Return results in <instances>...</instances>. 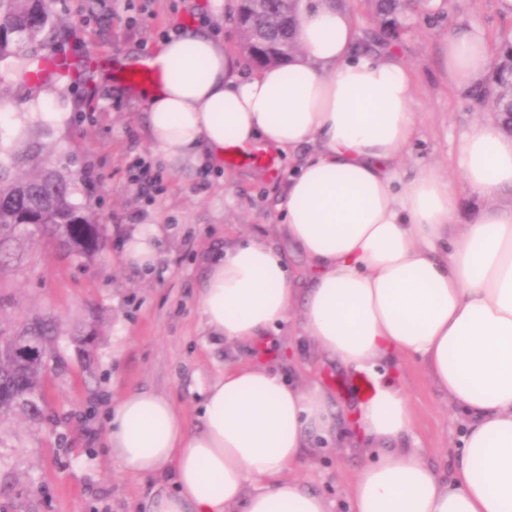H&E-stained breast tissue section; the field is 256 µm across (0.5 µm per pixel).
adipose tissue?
I'll return each instance as SVG.
<instances>
[{
  "mask_svg": "<svg viewBox=\"0 0 512 512\" xmlns=\"http://www.w3.org/2000/svg\"><path fill=\"white\" fill-rule=\"evenodd\" d=\"M299 41L287 63L247 75L210 27L181 25L158 44L160 79L132 89L168 165L218 169L226 148L257 143L305 153L288 179L283 230L312 285L299 288L283 252L250 237L214 254L199 312L232 347L298 315L319 351L372 374L376 393L353 419L376 456L348 483L349 512H512V202L456 224L447 177L425 164L402 179L417 130L414 77L395 53L360 47L349 9L301 0ZM492 56L483 30L456 29L441 42V74L475 95L489 85ZM455 164L471 190L512 188V136L492 121L474 124ZM159 236L157 225H141L122 262L153 269ZM404 357L463 411L450 476L398 445L412 414L389 371ZM337 414L325 388L237 361L206 388L195 426L162 394L123 393L106 446L124 474L172 481L149 512H329L294 472L315 438L335 435Z\"/></svg>",
  "mask_w": 512,
  "mask_h": 512,
  "instance_id": "ef3b65f1",
  "label": "adipose tissue"
}]
</instances>
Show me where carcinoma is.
I'll return each instance as SVG.
<instances>
[{
	"label": "carcinoma",
	"instance_id": "obj_1",
	"mask_svg": "<svg viewBox=\"0 0 512 512\" xmlns=\"http://www.w3.org/2000/svg\"><path fill=\"white\" fill-rule=\"evenodd\" d=\"M51 0L36 4L26 0H0V62L9 61L26 73L38 71L44 58L40 50L59 47V28ZM300 0H265L264 9L252 18L253 33L261 34L266 53L281 64L295 52L297 32H283L279 19L298 17ZM381 33L396 37L405 27L409 0H376ZM492 91L476 97L479 105L490 104L497 113H512V36L505 35L491 61ZM47 126L34 124L21 140L22 147L0 149V277L20 268L26 246L42 241L80 258H93L102 247V228L93 223L88 206L74 201L75 184L55 165L44 138ZM16 336H27L51 357H58L55 329L46 319L0 321V384L22 395L26 402L0 399V418L17 410L39 414L46 366L27 362L14 354Z\"/></svg>",
	"mask_w": 512,
	"mask_h": 512
}]
</instances>
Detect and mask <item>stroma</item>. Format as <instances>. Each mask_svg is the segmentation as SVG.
Here are the masks:
<instances>
[{"label":"stroma","mask_w":512,"mask_h":512,"mask_svg":"<svg viewBox=\"0 0 512 512\" xmlns=\"http://www.w3.org/2000/svg\"><path fill=\"white\" fill-rule=\"evenodd\" d=\"M208 0H53L65 50L83 62L72 76L37 87L19 82L14 67L0 63V102L20 112H57L61 122L48 138L54 158L74 177L77 201L91 202L106 229L103 250L92 260L65 256L34 244L27 272L6 273L10 321L40 315L53 319L63 358L50 370L41 416L0 419V512H135L137 505L172 485L121 472L101 436L112 400L130 389L172 399L189 422L197 420L200 391L239 359L244 349L214 340L196 307L208 262L216 249L243 236L274 235L278 208L295 167L276 157L274 167L245 160L206 173L156 161L139 100L122 94L110 75L120 56H150L176 19L209 21ZM483 29L489 41L512 32V17L498 0H436L413 18L389 50L411 68L418 134L401 170L433 164L451 169L462 136L492 120L491 107L454 92L439 75L440 44L449 26ZM152 163L160 190L139 196L136 159ZM143 224L162 227L160 260L152 276L120 261L125 239ZM94 327L91 345L74 340L76 326ZM296 322L282 325L260 360L286 378L328 388L337 406L357 399L349 376L298 336ZM413 413L404 439L433 468L452 469L463 417L450 410L421 364L402 359L396 370ZM351 418H340L335 445L314 441L295 473L323 495L330 512H347L346 482L367 458L353 439Z\"/></svg>","instance_id":"obj_1"}]
</instances>
